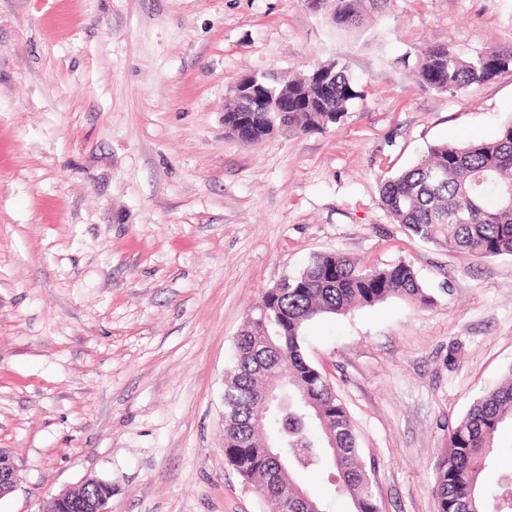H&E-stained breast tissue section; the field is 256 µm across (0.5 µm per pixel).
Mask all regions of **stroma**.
I'll list each match as a JSON object with an SVG mask.
<instances>
[{
	"mask_svg": "<svg viewBox=\"0 0 512 512\" xmlns=\"http://www.w3.org/2000/svg\"><path fill=\"white\" fill-rule=\"evenodd\" d=\"M427 44H512V0H390L360 32L304 0H0V512L92 478L112 512H265L224 456V380L262 292L330 251L438 292L305 331L381 512H436L449 428L512 375V256L419 240L380 179L494 138L512 71L428 90L400 62ZM333 60L366 94L338 127L225 135L240 78ZM21 480L19 470L11 457L0 448V498L13 492Z\"/></svg>",
	"mask_w": 512,
	"mask_h": 512,
	"instance_id": "stroma-1",
	"label": "stroma"
}]
</instances>
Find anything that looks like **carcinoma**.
<instances>
[{
    "instance_id": "obj_1",
    "label": "carcinoma",
    "mask_w": 512,
    "mask_h": 512,
    "mask_svg": "<svg viewBox=\"0 0 512 512\" xmlns=\"http://www.w3.org/2000/svg\"><path fill=\"white\" fill-rule=\"evenodd\" d=\"M305 2L335 29L350 32L363 29L368 12L382 11L389 0ZM510 69L512 47L461 54L442 44L424 46L413 65L420 87L452 96ZM255 80L264 87L263 105L251 111L233 90L224 105L225 135L251 145L280 129L326 131L365 97L337 61L288 81L273 73ZM379 199L394 223L422 240L474 258L512 254V123L492 140L429 148L424 159L383 180ZM394 297L422 309L437 304L406 261L380 265L314 254L287 286L263 292L236 338L224 392V455L267 499L288 500V512L327 510L300 478L329 466L338 476L335 494L347 497L354 512H380L351 418L307 358L304 341L306 327L320 316ZM264 391L277 394L288 412L262 403ZM509 423L512 376L448 429V448L434 464L437 512H512V473H491L488 465L498 432Z\"/></svg>"
}]
</instances>
